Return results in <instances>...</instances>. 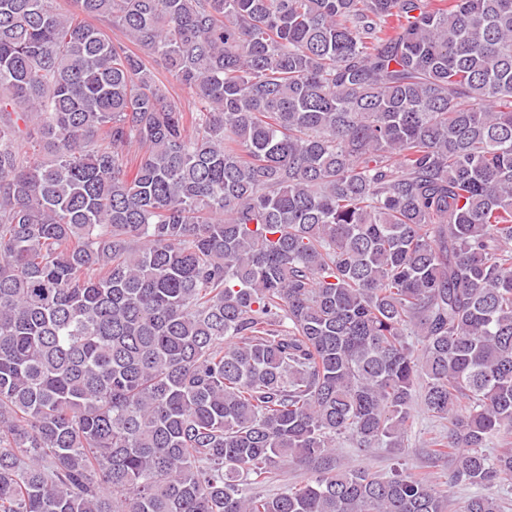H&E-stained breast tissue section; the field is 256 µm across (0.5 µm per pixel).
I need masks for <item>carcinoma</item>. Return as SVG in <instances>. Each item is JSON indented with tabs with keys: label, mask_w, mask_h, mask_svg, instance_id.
Returning <instances> with one entry per match:
<instances>
[{
	"label": "carcinoma",
	"mask_w": 512,
	"mask_h": 512,
	"mask_svg": "<svg viewBox=\"0 0 512 512\" xmlns=\"http://www.w3.org/2000/svg\"><path fill=\"white\" fill-rule=\"evenodd\" d=\"M71 2L0 0V512H448L336 465L418 406L512 485V0Z\"/></svg>",
	"instance_id": "cac0c4a2"
}]
</instances>
